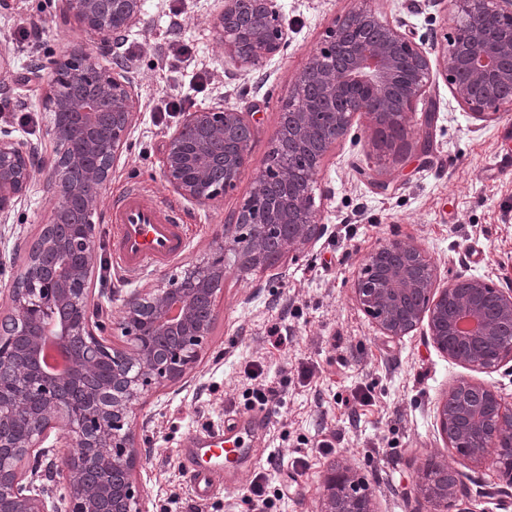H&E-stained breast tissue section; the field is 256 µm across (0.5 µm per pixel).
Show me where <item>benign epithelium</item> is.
<instances>
[{"mask_svg":"<svg viewBox=\"0 0 512 512\" xmlns=\"http://www.w3.org/2000/svg\"><path fill=\"white\" fill-rule=\"evenodd\" d=\"M142 5L61 0V23L80 22L95 49L27 67L36 78L51 69L69 79L65 90L50 83L42 98L52 150L0 136V222L36 173L51 203L47 225L26 250L22 286L11 289L0 321V381H12L0 384V512H47L29 462L46 456L41 443L53 432L65 448L59 475L68 512H147L135 480L141 449L131 431L140 401L194 367L227 275L264 269L274 254L298 255L326 233L315 205L317 176L329 148L350 134L354 115H367L376 133L404 129L434 81L430 49L403 30L404 21L366 0L335 18L328 42L292 85L278 129L306 159L304 184L274 200L267 181L287 185L293 170L272 165V177H255L234 223L217 233L215 256L166 286L124 298L120 327L128 342L116 346L101 335L88 285L102 190L140 110L123 47L143 23ZM447 22L451 33L435 48L452 96L478 121L512 115V0H448ZM214 28L224 57L244 74L288 48L280 0H222ZM260 113L257 102L239 109L222 100L182 113L162 153L166 182L191 203L218 200L249 165ZM352 290L383 336L402 338L424 325L434 347L467 369L494 371L512 361V289L465 272L439 286L435 266L411 237L369 251ZM48 339L71 353L62 382L42 359ZM436 418L451 447L476 466L493 465L512 486V407L497 392L460 380L438 403ZM465 479L430 456L415 494L432 512H453ZM319 512H376L375 497L354 468L340 465L326 478Z\"/></svg>","mask_w":512,"mask_h":512,"instance_id":"benign-epithelium-1","label":"benign epithelium"}]
</instances>
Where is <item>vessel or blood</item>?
<instances>
[{
    "mask_svg": "<svg viewBox=\"0 0 512 512\" xmlns=\"http://www.w3.org/2000/svg\"><path fill=\"white\" fill-rule=\"evenodd\" d=\"M110 222L114 260L131 280L180 255L187 243L178 211L149 199L134 186L113 198ZM188 444L184 457L192 491L197 500L205 501L223 488L224 472L237 464L245 451V441L236 419L228 418L221 427L189 436Z\"/></svg>",
    "mask_w": 512,
    "mask_h": 512,
    "instance_id": "obj_1",
    "label": "vessel or blood"
}]
</instances>
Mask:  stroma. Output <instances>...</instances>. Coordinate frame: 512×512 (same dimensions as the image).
<instances>
[{"label":"stroma","instance_id":"stroma-1","mask_svg":"<svg viewBox=\"0 0 512 512\" xmlns=\"http://www.w3.org/2000/svg\"><path fill=\"white\" fill-rule=\"evenodd\" d=\"M289 46L264 70L240 74L225 62L214 20L220 0H144L143 25L125 45L139 83L140 110L128 146L104 191L111 200L126 186L144 188L175 205L189 228L188 244L174 262L127 280L112 258V226L99 223L103 244L94 258L92 307L98 308L113 344L125 341L120 306L131 292L168 284L184 269L210 258L215 234L230 223L265 171L277 143L281 109L292 83L326 40L336 17L353 0H281ZM391 18H401L416 38L442 40L447 31L441 0H374ZM58 0H7L0 6V88L13 109L0 112V135L39 143L48 115L33 87L23 82L30 57L52 59L85 43L78 22L60 24ZM36 22L37 36L21 42L19 28ZM189 52L173 54L172 44ZM184 111L217 101L261 105L259 133L249 169L223 198L209 204L183 199L164 181L163 145L180 119L164 113L171 98ZM435 113L414 112L398 152L378 165L366 115L354 119L353 138L327 153L318 174L330 194L318 206L326 234L299 258L281 256L270 268L241 278L228 275L215 320L195 369L183 380L153 389L141 402L134 439L142 450L136 480L148 512H250L244 500L254 473L269 454L279 464L275 481L285 496L279 512H318L331 467L348 459L375 495L377 512H428L414 495L417 474L430 456L466 472L463 512H512V495L495 473L471 467L440 435L436 406L457 381L472 379L512 403V362L491 372L468 370L441 354L424 329L392 339L380 335L355 305L352 282L366 254L396 235L413 237L437 267L439 284L460 272L512 289V119L478 124L454 99L444 79L428 95ZM28 111L21 123L16 110ZM388 182L387 191L375 181ZM50 204L41 180L7 223H0V307L16 283L25 248L38 238ZM288 331L281 349L269 343L273 327ZM263 368L283 397L278 414L245 443L251 462L232 476L228 489L196 501L180 459L191 431L223 424L245 413L243 393L251 365ZM368 402H360L356 393ZM332 452H322L321 442ZM302 456L307 466H293Z\"/></svg>","mask_w":512,"mask_h":512}]
</instances>
